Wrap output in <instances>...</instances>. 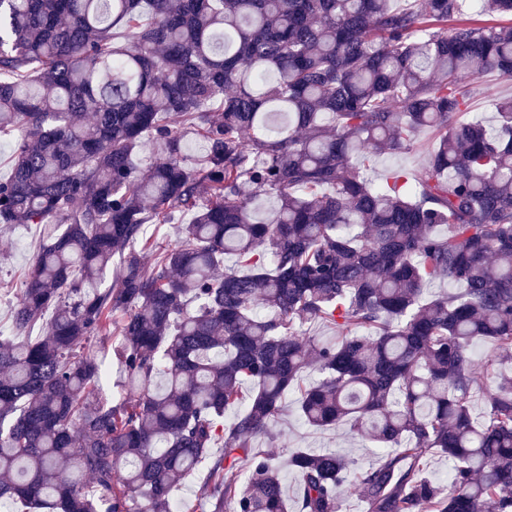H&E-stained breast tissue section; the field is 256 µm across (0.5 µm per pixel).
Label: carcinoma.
I'll use <instances>...</instances> for the list:
<instances>
[{"label":"carcinoma","mask_w":512,"mask_h":512,"mask_svg":"<svg viewBox=\"0 0 512 512\" xmlns=\"http://www.w3.org/2000/svg\"><path fill=\"white\" fill-rule=\"evenodd\" d=\"M470 12L512 16V0H0V134H17L0 224L61 227L0 330V504L174 512L210 459L211 512H339L347 487L369 512H512V376L482 380L472 354L512 360V98L487 125L466 89L512 80V24ZM424 133L419 173H365ZM177 212L192 219L175 246L146 238ZM435 279L457 289L429 296ZM112 333L116 400L94 351ZM307 369L304 424L384 457L287 450L290 508L254 441Z\"/></svg>","instance_id":"1"}]
</instances>
